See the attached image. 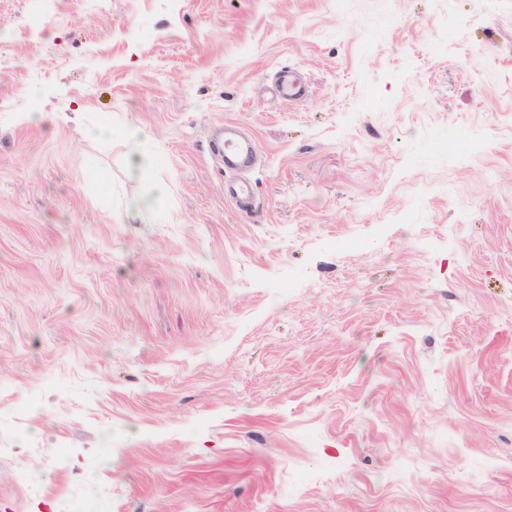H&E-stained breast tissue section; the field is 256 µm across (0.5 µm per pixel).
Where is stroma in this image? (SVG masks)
<instances>
[{
	"mask_svg": "<svg viewBox=\"0 0 512 512\" xmlns=\"http://www.w3.org/2000/svg\"><path fill=\"white\" fill-rule=\"evenodd\" d=\"M0 512H512V0H0ZM125 139L128 146V162L131 171L138 173L151 167L153 159L142 148L147 139L145 130L136 124H130L126 128Z\"/></svg>",
	"mask_w": 512,
	"mask_h": 512,
	"instance_id": "35a3bbf8",
	"label": "stroma"
}]
</instances>
